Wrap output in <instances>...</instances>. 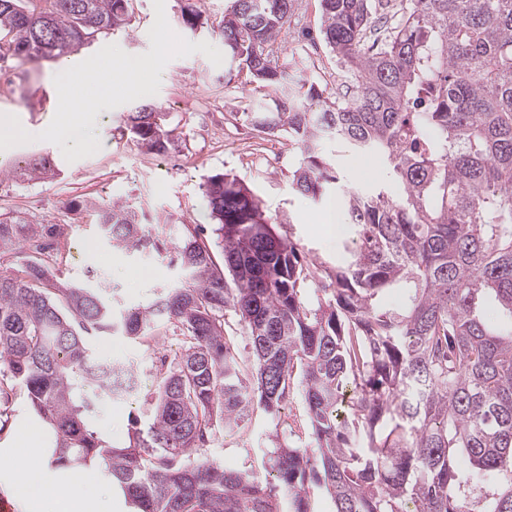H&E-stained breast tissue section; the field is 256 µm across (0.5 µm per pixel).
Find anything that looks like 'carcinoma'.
<instances>
[{"instance_id":"obj_1","label":"carcinoma","mask_w":512,"mask_h":512,"mask_svg":"<svg viewBox=\"0 0 512 512\" xmlns=\"http://www.w3.org/2000/svg\"><path fill=\"white\" fill-rule=\"evenodd\" d=\"M322 41L343 80L336 96L303 79L264 112L258 130L286 133L302 161L292 185L315 199L338 177L320 154L332 136L374 155L401 192L341 188L348 257L305 263L254 192L216 174L205 197L224 263L211 246L177 238L183 280L118 314L102 289L69 286L31 260L0 273V362L53 435L50 465L101 468L135 512H314L306 484L334 512H512V0H411L383 20L377 0H321ZM35 12L0 0V52L58 58L125 27L129 0H51ZM294 0H227L224 53L253 91L285 85L279 38ZM127 129L148 150L175 148L144 106ZM55 173L52 158L20 176ZM117 246L159 249L128 206L100 210ZM52 228L0 219V255L39 254ZM398 288L395 308L385 293ZM328 291L326 301L309 290ZM493 301L496 322L481 315ZM246 330L252 377L225 336L227 313ZM172 327L185 347L157 377L149 421L131 419L117 447L96 427L114 395L87 339L155 338ZM302 386L317 450L269 451L275 482L202 455L213 430L259 403L278 413Z\"/></svg>"}]
</instances>
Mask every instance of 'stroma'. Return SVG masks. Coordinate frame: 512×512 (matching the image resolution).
Wrapping results in <instances>:
<instances>
[{"label":"stroma","instance_id":"stroma-1","mask_svg":"<svg viewBox=\"0 0 512 512\" xmlns=\"http://www.w3.org/2000/svg\"><path fill=\"white\" fill-rule=\"evenodd\" d=\"M226 4L227 0H165V15L173 31L184 39L205 41L220 49L224 41L217 28ZM189 8L201 13L203 27L194 31L185 27L182 13ZM130 11L131 21L125 29L95 35L85 48L68 56V64H78L108 44L131 55L148 52V31L155 20L153 0H131ZM322 22L320 0H295L285 27L283 59L295 62L305 81L331 94L337 66L334 54L320 42ZM56 66L53 58L30 61L9 56L1 60L0 113H13L35 136L42 132L58 104L53 81ZM229 67L226 61L214 65L200 53L171 60L160 74L157 94L99 111L91 133L99 137L101 147L75 162H67L62 154L63 149L73 148L70 140L61 147L37 138L14 146L10 155L0 160V214L55 225L50 251L54 273L75 284L87 283L89 274H97L111 289L117 312L151 302L163 289L179 282L181 274L171 260V251L112 246L99 231L100 208L115 202L126 204L160 237L182 234L196 225L211 224L205 186L208 178L219 172L248 184L272 221L278 223L280 234L291 236L307 256L331 264L343 259L349 237L345 211L336 210V224L324 219L329 203L336 199L335 192L316 201L293 188L300 150L284 143L275 156H268L266 143L241 115L244 106L259 104L250 95L251 76L243 70L232 81H225ZM144 105L165 114L166 125L176 137L175 155L185 163L183 169L167 167L165 157L147 151L125 134L128 114ZM44 155L54 160L59 176L30 182L14 179L18 161ZM322 155L335 168L341 184L366 191L394 186L387 169L373 172L363 168L356 152L342 142L325 139ZM89 345L95 355L133 365L138 375L136 392L100 404L97 426L113 443L120 444L127 438L129 418L145 410L156 373L169 369L182 338L173 331L148 342L115 335L90 338ZM280 424V419L255 410L239 428L211 435L204 456L228 469H249L265 476L266 453L281 431ZM50 437L29 411L23 389H16L9 403H0V496L13 502V512H24L17 476L10 465L19 455L35 465L40 490L34 499L36 512H51L61 490L80 497L82 512H131L102 470L51 468L47 460Z\"/></svg>","mask_w":512,"mask_h":512}]
</instances>
